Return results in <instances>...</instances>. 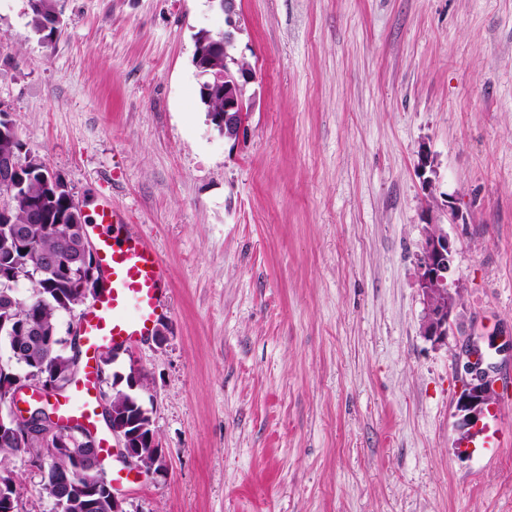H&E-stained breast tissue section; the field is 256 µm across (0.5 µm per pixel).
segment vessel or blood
<instances>
[{
    "label": "vessel or blood",
    "instance_id": "b4317fda",
    "mask_svg": "<svg viewBox=\"0 0 512 512\" xmlns=\"http://www.w3.org/2000/svg\"><path fill=\"white\" fill-rule=\"evenodd\" d=\"M98 226L96 249L103 290L82 312L81 331L87 338L83 368L71 393L57 402L60 421L66 426L96 424L100 353L135 347L150 336L170 290L161 255L148 238L132 230L125 213L103 203Z\"/></svg>",
    "mask_w": 512,
    "mask_h": 512
}]
</instances>
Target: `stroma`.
<instances>
[{"label":"stroma","instance_id":"1","mask_svg":"<svg viewBox=\"0 0 512 512\" xmlns=\"http://www.w3.org/2000/svg\"><path fill=\"white\" fill-rule=\"evenodd\" d=\"M43 43L0 0V108L154 241L172 291L106 366L167 453L130 512H512V350L498 449H461L464 345L512 336V0H238L256 74L239 140L199 99L209 0H59ZM459 209L465 223L448 221ZM455 245L448 338L421 334L429 224ZM23 512H55L13 462Z\"/></svg>","mask_w":512,"mask_h":512}]
</instances>
